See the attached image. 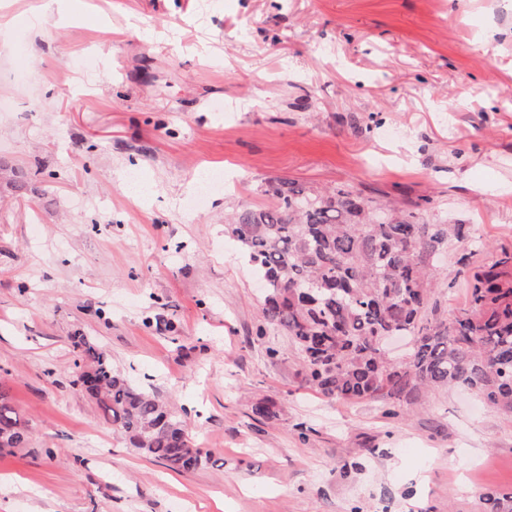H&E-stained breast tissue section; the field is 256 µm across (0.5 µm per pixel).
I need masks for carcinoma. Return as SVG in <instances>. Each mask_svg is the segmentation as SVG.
I'll return each mask as SVG.
<instances>
[{
	"label": "carcinoma",
	"mask_w": 512,
	"mask_h": 512,
	"mask_svg": "<svg viewBox=\"0 0 512 512\" xmlns=\"http://www.w3.org/2000/svg\"><path fill=\"white\" fill-rule=\"evenodd\" d=\"M0 185L26 190L0 163ZM274 201L243 208L228 232L262 275L266 327L285 331L301 355L305 382L329 398L387 405L422 391L477 390L512 417V251L488 264L467 258L468 300L451 321L426 317L439 268L434 260L460 224H428L419 208L364 196L350 186L315 191L290 180ZM85 393L112 429L140 453L191 471L209 455L194 446L187 421L112 368L108 354L79 337ZM28 430L0 389V451L23 448ZM483 512H512V492L483 497Z\"/></svg>",
	"instance_id": "1"
}]
</instances>
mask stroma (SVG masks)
I'll list each match as a JSON object with an SVG mask.
<instances>
[{"mask_svg": "<svg viewBox=\"0 0 512 512\" xmlns=\"http://www.w3.org/2000/svg\"><path fill=\"white\" fill-rule=\"evenodd\" d=\"M35 2L0 0V162L28 177L0 188V387L30 431L0 453V512H480L512 490V417L473 392L391 408L308 387L224 232L278 178L420 203L464 226L427 299L453 318L458 259L512 250V6ZM208 174L226 187L189 211ZM80 336L212 462L130 448L81 388Z\"/></svg>", "mask_w": 512, "mask_h": 512, "instance_id": "1", "label": "stroma"}]
</instances>
